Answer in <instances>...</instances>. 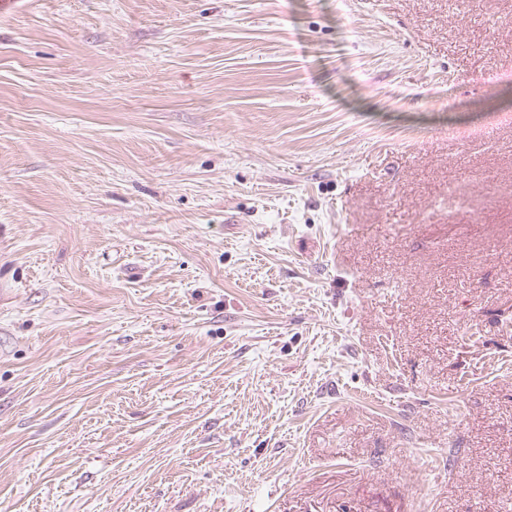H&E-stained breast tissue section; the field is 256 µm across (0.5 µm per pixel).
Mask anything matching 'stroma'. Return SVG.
Here are the masks:
<instances>
[{"label":"stroma","mask_w":512,"mask_h":512,"mask_svg":"<svg viewBox=\"0 0 512 512\" xmlns=\"http://www.w3.org/2000/svg\"><path fill=\"white\" fill-rule=\"evenodd\" d=\"M0 512H512V0L0 14Z\"/></svg>","instance_id":"35a3bbf8"}]
</instances>
